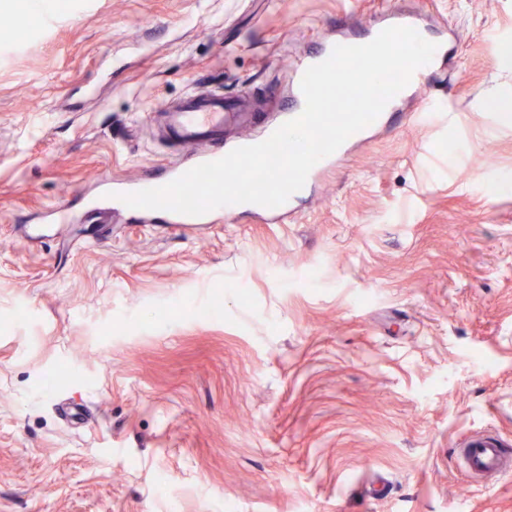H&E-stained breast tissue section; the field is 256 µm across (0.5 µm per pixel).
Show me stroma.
<instances>
[{
	"instance_id": "stroma-1",
	"label": "stroma",
	"mask_w": 512,
	"mask_h": 512,
	"mask_svg": "<svg viewBox=\"0 0 512 512\" xmlns=\"http://www.w3.org/2000/svg\"><path fill=\"white\" fill-rule=\"evenodd\" d=\"M392 6L454 49L290 217L91 212L168 175L155 111L218 88L262 135L299 53ZM4 14L0 512H512V471L482 491L462 458L487 432L512 459V0ZM113 206H117V207L127 209V210L138 211L144 215H151L152 213H154L156 211H160L166 215L168 224H172L173 227L178 228V229H184V228H190V227L194 226L195 224H204L207 217L213 211L222 209L223 207L227 208L228 205L213 209L203 215L191 216V215H185V214L176 213V212L167 211V210H150V209H141V208H131V207H128L122 201L118 204H114V203L112 204V197L105 196V198L103 199V202L98 203L96 205V210L102 216L107 217L112 212Z\"/></svg>"
}]
</instances>
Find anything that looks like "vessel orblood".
I'll return each instance as SVG.
<instances>
[{
	"instance_id": "vessel-or-blood-1",
	"label": "vessel or blood",
	"mask_w": 512,
	"mask_h": 512,
	"mask_svg": "<svg viewBox=\"0 0 512 512\" xmlns=\"http://www.w3.org/2000/svg\"><path fill=\"white\" fill-rule=\"evenodd\" d=\"M332 49V44L328 43L316 51L303 53L292 80V100L283 110V121H290L301 114L304 109L301 79L310 66L327 59ZM251 121L247 103H225L223 92L215 88L191 94L179 105L162 109L157 132L177 146L173 176H181L197 165L218 160L219 155L212 151L211 145L225 141L227 126L232 125L239 130L236 140L225 141L227 149L252 145L253 139L247 132ZM464 462L467 470L485 483L495 480L505 464L499 442L486 435H475L466 441Z\"/></svg>"
}]
</instances>
